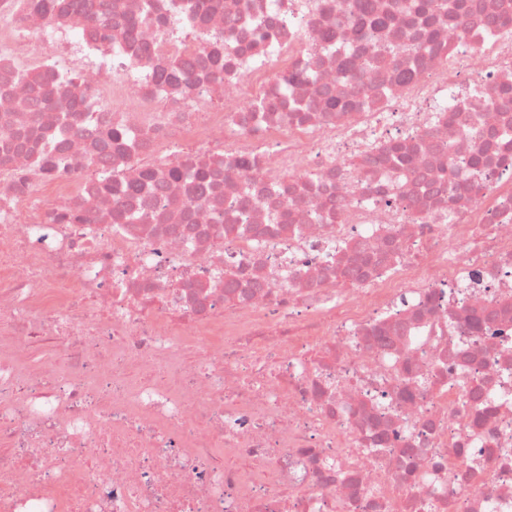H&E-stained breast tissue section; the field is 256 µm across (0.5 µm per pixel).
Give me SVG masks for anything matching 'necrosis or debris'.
<instances>
[{
    "label": "necrosis or debris",
    "instance_id": "4bbe7bcc",
    "mask_svg": "<svg viewBox=\"0 0 512 512\" xmlns=\"http://www.w3.org/2000/svg\"><path fill=\"white\" fill-rule=\"evenodd\" d=\"M29 2L0 0V512H512V151L469 164L512 108L434 119L512 85V35L484 40L512 0L423 26L421 56L399 0L363 29L192 0L223 71L169 84V0ZM48 58L75 82L45 100L15 70ZM250 84L300 111H199Z\"/></svg>",
    "mask_w": 512,
    "mask_h": 512
}]
</instances>
